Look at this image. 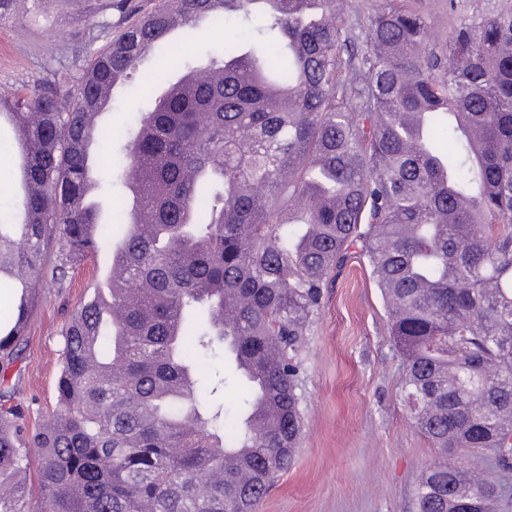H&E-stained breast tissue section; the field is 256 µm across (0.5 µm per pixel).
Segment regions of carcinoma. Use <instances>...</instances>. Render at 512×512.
I'll list each match as a JSON object with an SVG mask.
<instances>
[{"label":"carcinoma","instance_id":"cac0c4a2","mask_svg":"<svg viewBox=\"0 0 512 512\" xmlns=\"http://www.w3.org/2000/svg\"><path fill=\"white\" fill-rule=\"evenodd\" d=\"M344 0H163L80 76L0 94L25 191L0 221V384L43 291L112 242L90 197L88 116L158 47L177 81L199 64L174 22H246L265 5L273 50L226 43L184 90L143 78L150 108L124 141L122 187L151 223L115 242L121 281L61 330L58 409L29 434L0 410V512H255L302 428L300 352L322 288L365 256L403 364L408 419L441 451L416 512H498L512 473V0L433 35L420 0L351 23ZM59 249L61 261L48 265ZM224 344L245 379L236 420L209 407L201 353ZM487 455L474 468L468 455ZM39 459L27 477L30 457Z\"/></svg>","mask_w":512,"mask_h":512}]
</instances>
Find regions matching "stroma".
<instances>
[{"label": "stroma", "instance_id": "1", "mask_svg": "<svg viewBox=\"0 0 512 512\" xmlns=\"http://www.w3.org/2000/svg\"><path fill=\"white\" fill-rule=\"evenodd\" d=\"M108 2L20 0L13 15L0 23V92L31 89L57 67L81 73L88 48H103L110 39L97 26ZM250 38L238 19H227L218 30L203 22L191 47L203 57L224 41ZM140 84V79L129 80L104 115L113 141L100 144L94 155L106 165H119L121 142L146 107ZM13 141V128L0 126V216L16 224L19 182ZM110 263V254L101 252L71 269L65 286L46 292L30 320L23 353L0 385V408L19 409L28 427L56 411L60 331ZM302 360L300 443L292 466L258 512H414L415 482L438 453L406 417L401 359L388 336L381 293L359 250L351 251L324 289ZM200 364L214 402L236 410L239 386L224 379L223 348L201 357Z\"/></svg>", "mask_w": 512, "mask_h": 512}]
</instances>
